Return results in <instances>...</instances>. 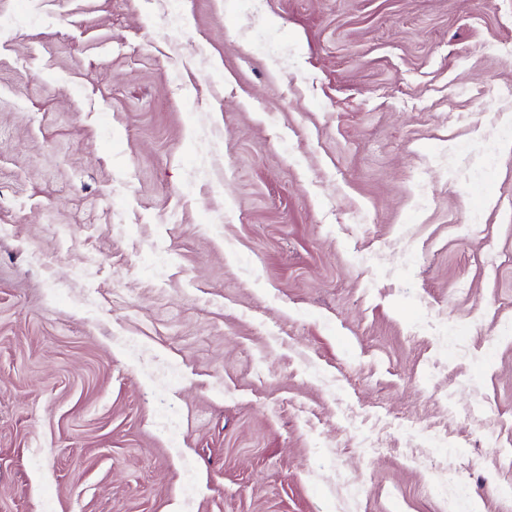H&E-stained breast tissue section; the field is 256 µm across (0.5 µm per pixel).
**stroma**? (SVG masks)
<instances>
[{
	"mask_svg": "<svg viewBox=\"0 0 512 512\" xmlns=\"http://www.w3.org/2000/svg\"><path fill=\"white\" fill-rule=\"evenodd\" d=\"M506 126L512 0H0V512H512Z\"/></svg>",
	"mask_w": 512,
	"mask_h": 512,
	"instance_id": "obj_1",
	"label": "stroma"
}]
</instances>
